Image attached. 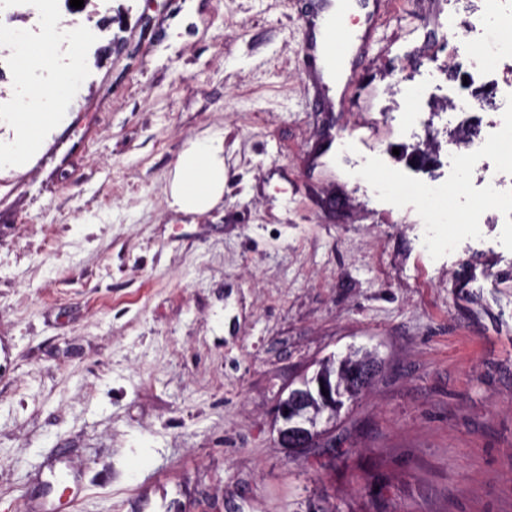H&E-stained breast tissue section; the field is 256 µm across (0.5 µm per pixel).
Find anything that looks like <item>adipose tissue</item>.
Instances as JSON below:
<instances>
[{
  "instance_id": "ef3b65f1",
  "label": "adipose tissue",
  "mask_w": 512,
  "mask_h": 512,
  "mask_svg": "<svg viewBox=\"0 0 512 512\" xmlns=\"http://www.w3.org/2000/svg\"><path fill=\"white\" fill-rule=\"evenodd\" d=\"M52 91L43 85L34 84L26 95L17 99L9 120L14 126L25 130V138L18 144L19 149H26L34 143L41 123L47 119L40 105L51 96ZM223 150L222 139L211 138L194 143L184 153L171 188L172 205L188 210H202L219 197L224 188Z\"/></svg>"
}]
</instances>
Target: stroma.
<instances>
[{
  "label": "stroma",
  "instance_id": "stroma-1",
  "mask_svg": "<svg viewBox=\"0 0 512 512\" xmlns=\"http://www.w3.org/2000/svg\"><path fill=\"white\" fill-rule=\"evenodd\" d=\"M483 0H376L365 53L318 107L301 47L312 0H0L58 33L76 87L0 166V512H512V214L434 223L388 174H448L447 130L482 127L459 86ZM436 82L464 114L393 90ZM224 141V190L166 198L183 153ZM377 349L345 402L338 468L278 439L281 398L322 360Z\"/></svg>",
  "mask_w": 512,
  "mask_h": 512
}]
</instances>
